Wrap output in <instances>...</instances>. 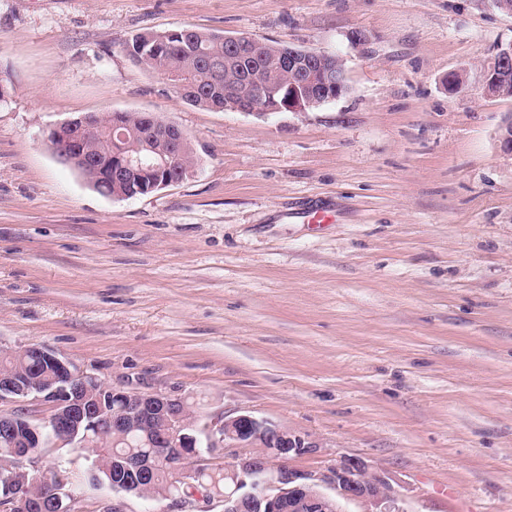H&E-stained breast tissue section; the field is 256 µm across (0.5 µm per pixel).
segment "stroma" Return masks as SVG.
<instances>
[{
  "instance_id": "obj_1",
  "label": "stroma",
  "mask_w": 512,
  "mask_h": 512,
  "mask_svg": "<svg viewBox=\"0 0 512 512\" xmlns=\"http://www.w3.org/2000/svg\"><path fill=\"white\" fill-rule=\"evenodd\" d=\"M181 26L337 56L348 88L270 117L187 105L123 51ZM511 44L491 0H0V350L288 427L316 443L293 469L360 459L405 512H512V98L482 92ZM112 111L178 125L193 175L98 194L47 135ZM88 455L41 467L98 512Z\"/></svg>"
}]
</instances>
